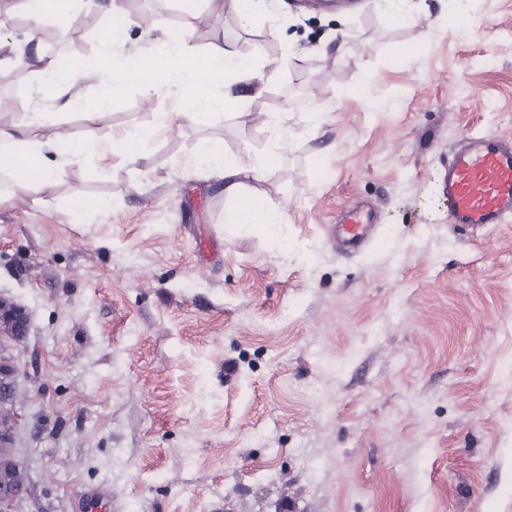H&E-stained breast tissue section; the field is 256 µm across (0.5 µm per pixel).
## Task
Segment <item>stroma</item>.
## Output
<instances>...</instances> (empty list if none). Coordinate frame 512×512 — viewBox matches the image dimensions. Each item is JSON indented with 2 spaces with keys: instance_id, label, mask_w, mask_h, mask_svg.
<instances>
[{
  "instance_id": "obj_1",
  "label": "stroma",
  "mask_w": 512,
  "mask_h": 512,
  "mask_svg": "<svg viewBox=\"0 0 512 512\" xmlns=\"http://www.w3.org/2000/svg\"><path fill=\"white\" fill-rule=\"evenodd\" d=\"M356 2L256 0L274 37L206 2L149 21L142 0L127 50L165 24L196 55L262 48L275 81L238 82V109L162 130L137 161L0 201V301L28 319L0 339L13 445L46 512H95L99 491L110 512H512V217L458 228L442 191L469 136L512 140V0H409L405 24ZM109 6L78 0L92 23L49 50L62 74L98 52ZM98 91L68 84L72 108L26 70L0 78L45 135L107 138L174 108L131 86L91 121ZM287 102L282 159L244 188L284 212L280 236L225 223L223 179L187 159L215 141L263 160ZM359 203L374 238L346 252L333 227Z\"/></svg>"
}]
</instances>
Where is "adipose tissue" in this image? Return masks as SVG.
<instances>
[{"mask_svg": "<svg viewBox=\"0 0 512 512\" xmlns=\"http://www.w3.org/2000/svg\"><path fill=\"white\" fill-rule=\"evenodd\" d=\"M132 25L129 18L113 25L101 49L84 58L71 75L75 81L95 78L106 83V91L96 101L98 109L109 108L114 96L131 84L138 85L148 94L167 87L176 89L177 107L175 111L163 114V125L198 123L236 106L237 100L228 90L233 81L255 77L269 81L273 78L272 73L262 69V51L244 55L234 45L218 41L205 54L193 55L186 51L182 33L178 30L154 40L149 53H123L121 47ZM272 121L278 129L280 145L287 141L291 130L289 111L273 113ZM42 124L41 114L36 113L28 118L25 129L0 126V171L12 178L16 192L21 195L58 180L66 164L88 157L101 162L112 157L135 161L138 146L156 135L155 128L142 127L112 135L104 141H75L59 132L47 137L39 135ZM279 145L272 148L263 162L254 160L246 152L226 154L215 142L189 159V166L223 178L225 194L238 198V206L226 216L227 223L243 224L267 234L275 233L279 224L284 223L283 214L277 213L265 200L242 195L247 181L260 180L268 164L278 160ZM53 148L58 150L59 159L50 157L49 151Z\"/></svg>", "mask_w": 512, "mask_h": 512, "instance_id": "adipose-tissue-1", "label": "adipose tissue"}]
</instances>
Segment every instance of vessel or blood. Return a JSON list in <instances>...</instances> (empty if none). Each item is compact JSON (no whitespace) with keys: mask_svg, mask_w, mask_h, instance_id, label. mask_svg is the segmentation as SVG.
<instances>
[{"mask_svg":"<svg viewBox=\"0 0 512 512\" xmlns=\"http://www.w3.org/2000/svg\"><path fill=\"white\" fill-rule=\"evenodd\" d=\"M444 196L453 224L469 228L512 216V141L493 135L470 139L448 161ZM335 233L357 249L372 234L371 216L356 208L343 213Z\"/></svg>","mask_w":512,"mask_h":512,"instance_id":"obj_1","label":"vessel or blood"}]
</instances>
